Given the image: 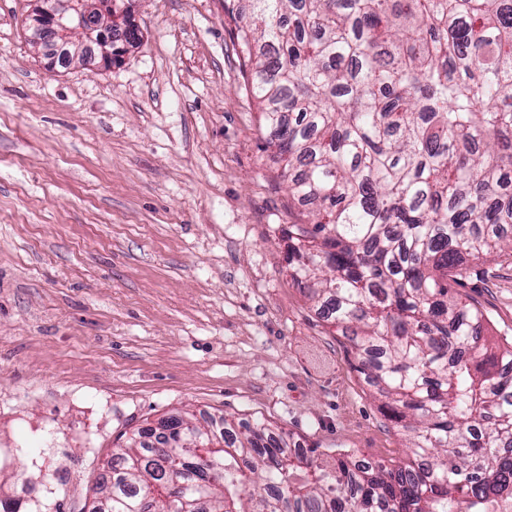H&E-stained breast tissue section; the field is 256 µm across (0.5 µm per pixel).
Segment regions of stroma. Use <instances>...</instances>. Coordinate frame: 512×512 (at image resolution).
Returning <instances> with one entry per match:
<instances>
[{
  "mask_svg": "<svg viewBox=\"0 0 512 512\" xmlns=\"http://www.w3.org/2000/svg\"><path fill=\"white\" fill-rule=\"evenodd\" d=\"M0 0V499L90 512L122 435L265 423L322 458H406L349 342L288 275L301 209L220 0H136L109 70L47 71ZM512 340V252L456 287ZM27 466L20 491L14 475Z\"/></svg>",
  "mask_w": 512,
  "mask_h": 512,
  "instance_id": "stroma-1",
  "label": "stroma"
}]
</instances>
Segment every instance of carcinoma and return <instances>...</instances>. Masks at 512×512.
<instances>
[{
    "label": "carcinoma",
    "instance_id": "carcinoma-1",
    "mask_svg": "<svg viewBox=\"0 0 512 512\" xmlns=\"http://www.w3.org/2000/svg\"><path fill=\"white\" fill-rule=\"evenodd\" d=\"M224 0L288 192L289 275L340 328L408 459L318 460L262 423L188 413L112 449L92 512H512V342L449 281L512 251L507 0Z\"/></svg>",
    "mask_w": 512,
    "mask_h": 512
}]
</instances>
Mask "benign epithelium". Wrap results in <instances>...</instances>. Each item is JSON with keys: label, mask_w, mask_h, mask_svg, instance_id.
Returning a JSON list of instances; mask_svg holds the SVG:
<instances>
[{"label": "benign epithelium", "mask_w": 512, "mask_h": 512, "mask_svg": "<svg viewBox=\"0 0 512 512\" xmlns=\"http://www.w3.org/2000/svg\"><path fill=\"white\" fill-rule=\"evenodd\" d=\"M25 18L32 46L51 71L77 64L96 72L121 62L131 49L125 34L139 31L133 3L123 0L119 11L113 0H36Z\"/></svg>", "instance_id": "benign-epithelium-1"}]
</instances>
